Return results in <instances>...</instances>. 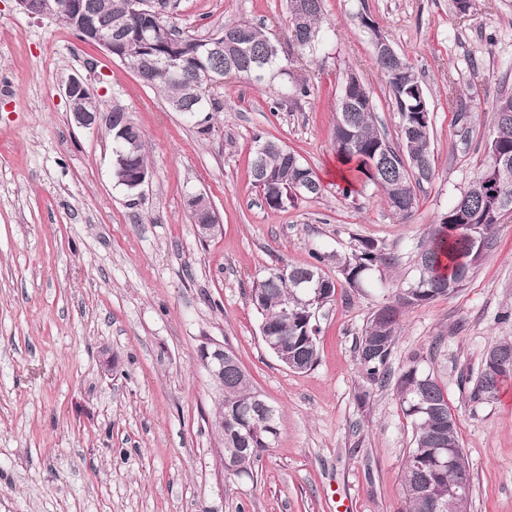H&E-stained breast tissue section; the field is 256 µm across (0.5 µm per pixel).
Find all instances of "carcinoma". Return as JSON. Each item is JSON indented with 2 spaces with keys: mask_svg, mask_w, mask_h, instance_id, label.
<instances>
[{
  "mask_svg": "<svg viewBox=\"0 0 512 512\" xmlns=\"http://www.w3.org/2000/svg\"><path fill=\"white\" fill-rule=\"evenodd\" d=\"M153 2L160 6V10L148 17L128 20L127 33L134 36L157 20L170 28L174 37L171 46L189 63L188 74L171 78L158 72L146 86L162 94L172 111L180 112L190 120L200 112L220 109L216 82L227 78V73L251 65L256 58L269 56L270 36L248 21L226 24L214 34L199 36L179 29L169 20V0ZM323 2L285 0L288 45H299V60L314 54L323 41ZM89 3L100 25L122 17L126 10V0H89ZM215 41L224 44V51H211L210 46ZM375 59L400 117L401 149L395 150L376 127L371 92L353 71L343 75L340 86L342 96L348 87L354 91L348 107H337L334 148L344 171L345 195L353 194L359 183L373 186L382 191L395 215L406 218L416 207L418 191L428 182L433 170L432 109L428 97H419L418 86L422 82L404 55L397 52L377 55ZM290 76V69L277 58L267 66L260 81L278 80L283 86L289 83L295 96L308 95V83L290 82ZM112 111L120 112L122 116L112 127L111 136L135 141L139 149H144L141 132L125 109L115 103ZM495 119L494 141L498 150L508 158V179H490L484 170L472 181L433 225L429 242L420 255L417 276L397 291L393 301L374 312L366 323L356 349L363 348L364 340L370 336L383 341V345L373 352L358 356L362 380L368 385L381 382L389 375V360L405 310L448 295L450 283L465 286L473 269L485 256L479 247H489L500 227V222L488 212L494 209L496 202L512 207V96L498 100ZM251 167L255 184L271 208H279L284 201L299 196L314 197L322 191L312 168L294 150L277 140L256 137ZM462 213L474 218L478 226L476 238L449 232ZM332 258L316 253L313 262L303 266L273 265L253 282L251 288V302L262 315L263 323L288 343L281 362L286 366L297 365L300 372L317 364L319 346L317 337H311L308 343L301 335L304 309L298 305L301 295L294 284L319 281L325 288L322 297L334 296L336 282L323 269L325 262ZM334 259L345 282L352 288L358 287L369 272L392 265V259L370 240L361 242L359 250L352 255ZM290 307L296 308V312L287 316L285 311ZM423 362V354H411L395 380L398 403L414 433L413 448L403 464V491L410 512H429L432 502L448 500V491L458 474L438 467L437 449L462 450L457 423L435 415L437 411L449 412L447 390L434 373L423 368ZM506 383L503 378L497 380L480 372L474 380L472 396L477 400H494ZM260 398L262 395L254 388L236 355H230L224 362V398L221 403L224 408V470L229 473H251L254 464L277 436L275 410H270L265 418L251 417Z\"/></svg>",
  "mask_w": 512,
  "mask_h": 512,
  "instance_id": "1",
  "label": "carcinoma"
}]
</instances>
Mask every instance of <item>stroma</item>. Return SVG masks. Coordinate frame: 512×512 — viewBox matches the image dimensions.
Wrapping results in <instances>:
<instances>
[{
    "label": "stroma",
    "mask_w": 512,
    "mask_h": 512,
    "mask_svg": "<svg viewBox=\"0 0 512 512\" xmlns=\"http://www.w3.org/2000/svg\"><path fill=\"white\" fill-rule=\"evenodd\" d=\"M324 13L322 45L290 67L308 96L282 102L274 87L230 79L221 111L200 126L59 20L0 0V512H404L413 430L392 381L364 385L355 342L488 161L494 107L512 96V0H471L464 15L454 0H324ZM363 13L415 66L433 109L434 175L405 219L374 188L344 196L336 174L343 72H357L400 142ZM169 16L200 36L247 20L287 37L284 0H171ZM73 76L100 111L120 103L140 128L152 171L140 194L112 175L106 125L71 121ZM452 93L467 126L448 108ZM259 135L297 151L321 195L269 207L251 170ZM195 193L220 217L205 240L186 208ZM365 240L392 267L357 288L338 281L318 316L316 366L291 371L262 341L254 280ZM504 338L512 216L460 291L404 314L390 358L396 374L413 352H432L470 466V512H512V386L471 397L488 347ZM209 339L276 410L279 435L249 476L225 472L210 427L217 400L196 356Z\"/></svg>",
    "instance_id": "obj_1"
}]
</instances>
